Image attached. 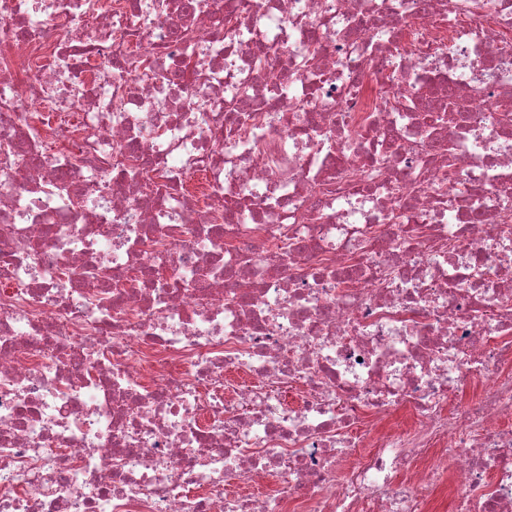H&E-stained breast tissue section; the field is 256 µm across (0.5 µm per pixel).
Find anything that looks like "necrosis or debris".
<instances>
[{
	"mask_svg": "<svg viewBox=\"0 0 512 512\" xmlns=\"http://www.w3.org/2000/svg\"><path fill=\"white\" fill-rule=\"evenodd\" d=\"M445 489L512 512V0H0V512Z\"/></svg>",
	"mask_w": 512,
	"mask_h": 512,
	"instance_id": "1",
	"label": "necrosis or debris"
}]
</instances>
